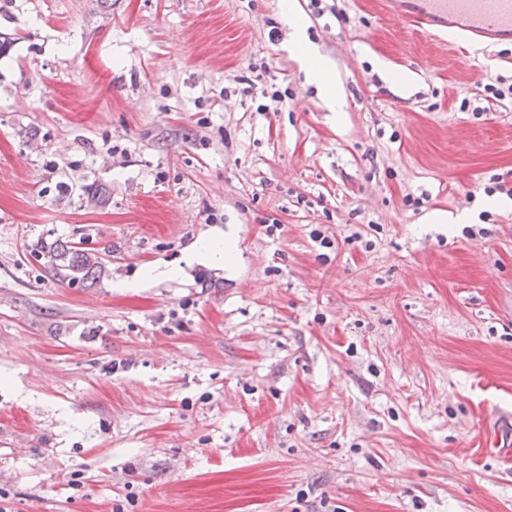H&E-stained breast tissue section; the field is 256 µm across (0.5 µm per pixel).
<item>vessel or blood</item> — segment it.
<instances>
[{
    "mask_svg": "<svg viewBox=\"0 0 512 512\" xmlns=\"http://www.w3.org/2000/svg\"><path fill=\"white\" fill-rule=\"evenodd\" d=\"M384 14L430 36L453 35L456 43L476 46L485 40L512 43V0H382ZM484 453L512 461V438L488 431Z\"/></svg>",
    "mask_w": 512,
    "mask_h": 512,
    "instance_id": "obj_1",
    "label": "vessel or blood"
}]
</instances>
